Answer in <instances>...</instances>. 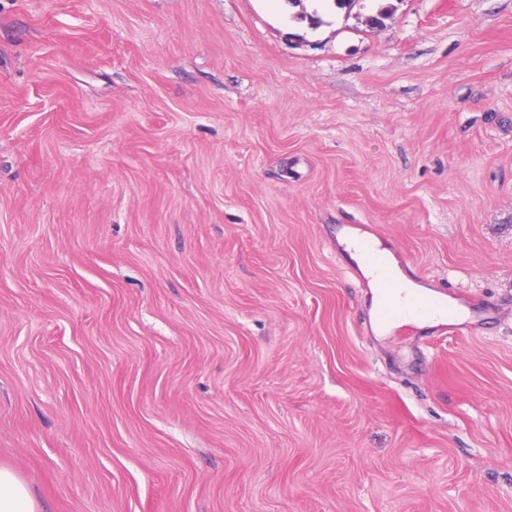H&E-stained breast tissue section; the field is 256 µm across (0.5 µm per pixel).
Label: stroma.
<instances>
[{"label": "stroma", "instance_id": "1", "mask_svg": "<svg viewBox=\"0 0 512 512\" xmlns=\"http://www.w3.org/2000/svg\"><path fill=\"white\" fill-rule=\"evenodd\" d=\"M296 14L0 0V467L43 512H512V0ZM349 224L464 330L380 333Z\"/></svg>", "mask_w": 512, "mask_h": 512}]
</instances>
